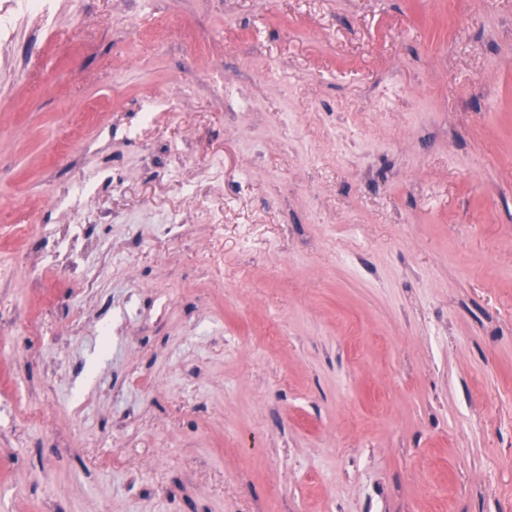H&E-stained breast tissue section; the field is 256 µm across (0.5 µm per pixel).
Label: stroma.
<instances>
[{"mask_svg": "<svg viewBox=\"0 0 512 512\" xmlns=\"http://www.w3.org/2000/svg\"><path fill=\"white\" fill-rule=\"evenodd\" d=\"M48 2L0 512H512V0Z\"/></svg>", "mask_w": 512, "mask_h": 512, "instance_id": "obj_1", "label": "stroma"}]
</instances>
